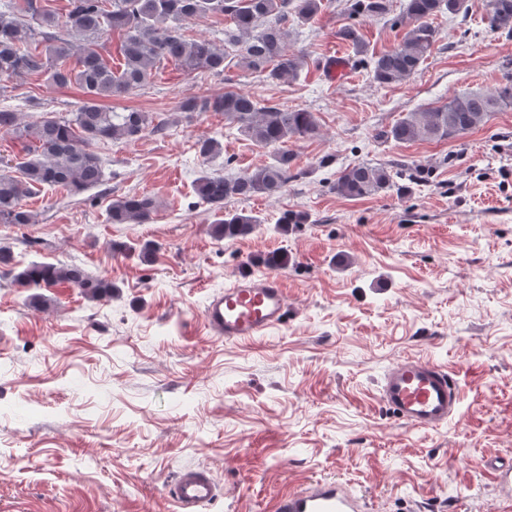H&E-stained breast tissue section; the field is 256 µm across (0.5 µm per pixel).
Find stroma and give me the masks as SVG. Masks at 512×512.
Masks as SVG:
<instances>
[{
    "label": "stroma",
    "mask_w": 512,
    "mask_h": 512,
    "mask_svg": "<svg viewBox=\"0 0 512 512\" xmlns=\"http://www.w3.org/2000/svg\"><path fill=\"white\" fill-rule=\"evenodd\" d=\"M466 16L432 21L438 40L406 82L383 85L337 38L355 24L371 54L397 47L406 0L382 18L349 16L323 0L291 44L307 66L271 83L159 66L152 82L107 100L115 112L152 113L165 129L97 143L104 178L79 194L45 189L25 198L35 221L0 224L16 262L78 264L112 280L93 301L59 283L33 306L0 273V512H172L181 469L218 481L206 512H263L281 494L334 479L369 512H500L487 463L512 460V106L459 138L398 143L385 133L410 113L465 91L487 92L512 75V37L490 29L488 0ZM338 56L346 75L320 65ZM243 90L313 112L317 136L287 143L293 177L277 195L232 200L257 217L243 239L216 238L220 215L194 193L204 170L239 176L267 164L256 145L214 112L180 101ZM85 94L48 79L0 90V108L32 121L76 111ZM223 149L203 162L196 143ZM357 163L402 164L419 175L407 192L336 194ZM153 196L149 223L112 224L116 199ZM289 211L307 223L282 231ZM279 269L288 321L227 341L205 327L209 297L236 275ZM413 356L449 369L457 414L436 430L397 421L379 399L384 373Z\"/></svg>",
    "instance_id": "1"
}]
</instances>
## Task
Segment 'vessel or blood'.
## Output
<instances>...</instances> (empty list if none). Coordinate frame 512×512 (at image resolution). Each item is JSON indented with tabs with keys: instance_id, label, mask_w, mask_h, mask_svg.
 Masks as SVG:
<instances>
[{
	"instance_id": "vessel-or-blood-1",
	"label": "vessel or blood",
	"mask_w": 512,
	"mask_h": 512,
	"mask_svg": "<svg viewBox=\"0 0 512 512\" xmlns=\"http://www.w3.org/2000/svg\"><path fill=\"white\" fill-rule=\"evenodd\" d=\"M203 320L216 337L239 341L264 335L287 320L286 290L275 274L236 276L223 292L214 294L203 310ZM379 397L398 420L421 430L439 428L457 411L460 391L446 369L420 359L399 360L384 375ZM218 494L208 470L185 468L176 478L173 499L178 512H202ZM359 495L335 481H318L289 492L269 512H364Z\"/></svg>"
}]
</instances>
